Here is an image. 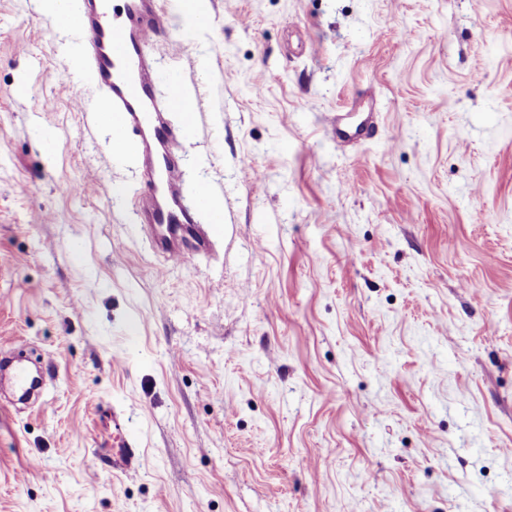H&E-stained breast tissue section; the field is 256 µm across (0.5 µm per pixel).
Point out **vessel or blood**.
<instances>
[{"instance_id": "b4317fda", "label": "vessel or blood", "mask_w": 512, "mask_h": 512, "mask_svg": "<svg viewBox=\"0 0 512 512\" xmlns=\"http://www.w3.org/2000/svg\"><path fill=\"white\" fill-rule=\"evenodd\" d=\"M77 0L80 52L85 69L105 94L102 111L114 144L135 146L142 191L137 200L139 221L155 245L176 263L188 265L225 232L227 218L208 187L193 198L183 192L184 142L197 131L198 105L185 88L180 70L161 71L156 60L160 37L169 29L173 14H186L183 0L164 6L162 0ZM167 94H156L158 84ZM181 115L172 123L170 113ZM209 212V222L199 225L198 210ZM0 373L30 396L41 384L21 366H0ZM141 454L132 436H125L112 452V465L136 471Z\"/></svg>"}]
</instances>
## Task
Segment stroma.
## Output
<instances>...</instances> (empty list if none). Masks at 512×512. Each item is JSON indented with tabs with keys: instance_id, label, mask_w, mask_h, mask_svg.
I'll return each mask as SVG.
<instances>
[{
	"instance_id": "obj_1",
	"label": "stroma",
	"mask_w": 512,
	"mask_h": 512,
	"mask_svg": "<svg viewBox=\"0 0 512 512\" xmlns=\"http://www.w3.org/2000/svg\"><path fill=\"white\" fill-rule=\"evenodd\" d=\"M206 13L157 53L228 229L174 268L73 27L0 0V352L45 385L0 512H512V0ZM141 454L134 437L123 438L120 448L112 449V467L123 472H133L140 467Z\"/></svg>"
}]
</instances>
